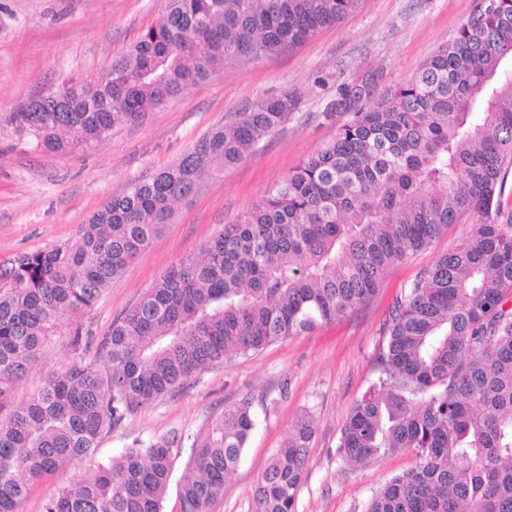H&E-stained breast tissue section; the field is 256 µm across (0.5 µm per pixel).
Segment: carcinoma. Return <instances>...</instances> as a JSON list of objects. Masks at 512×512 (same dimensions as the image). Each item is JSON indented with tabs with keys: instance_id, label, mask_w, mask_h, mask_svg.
I'll return each instance as SVG.
<instances>
[{
	"instance_id": "carcinoma-1",
	"label": "carcinoma",
	"mask_w": 512,
	"mask_h": 512,
	"mask_svg": "<svg viewBox=\"0 0 512 512\" xmlns=\"http://www.w3.org/2000/svg\"><path fill=\"white\" fill-rule=\"evenodd\" d=\"M361 0H167L112 77L65 79L61 101L14 115L48 152L88 144L164 106L218 64L252 63L343 22ZM298 108L263 98L79 226L75 240L0 268V399L25 377L68 312L90 307L224 168L242 162ZM512 0H476L456 35L405 84L358 108L335 137L173 266L95 349L48 374L0 416V512L88 457L129 415L233 355L255 354L367 305L384 272L472 218L466 236L396 297L381 376L354 403L337 454L357 468L408 451L363 512H512ZM105 367H100V364ZM255 428L245 398L195 437L135 440L62 487L42 512H163L175 460L180 512H207ZM311 421L298 422L258 480L250 512H295Z\"/></svg>"
}]
</instances>
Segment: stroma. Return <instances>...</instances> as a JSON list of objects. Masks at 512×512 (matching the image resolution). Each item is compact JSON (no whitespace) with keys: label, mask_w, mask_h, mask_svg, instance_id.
Segmentation results:
<instances>
[{"label":"stroma","mask_w":512,"mask_h":512,"mask_svg":"<svg viewBox=\"0 0 512 512\" xmlns=\"http://www.w3.org/2000/svg\"><path fill=\"white\" fill-rule=\"evenodd\" d=\"M475 0H363L343 23L278 55L218 68L138 121L117 125L63 153L38 150L13 132L11 117L68 77L92 80L127 52L161 15L164 0H0V265L24 253L73 241L79 225L112 196L180 158L203 134L233 121L259 99L292 91L298 109L244 161L225 168L178 203L163 233L113 279L89 309L63 316L9 404L29 400L45 376L75 356L74 331L105 336L114 319L173 265L239 222L266 191L336 133L348 112L327 109L345 88L372 93L408 82L467 19ZM466 224L450 225L428 247L390 266L373 300L358 311L235 357L188 380L175 394L127 417L95 454L45 477L23 512L108 464L134 440L177 430L205 432L229 408L252 399L256 426L238 468L208 512H249L252 491L277 448L303 418L313 425L307 472L295 512H363L392 476L413 468L400 452L348 467L336 453L354 402L377 381V353L395 296L423 268L459 243Z\"/></svg>","instance_id":"stroma-1"}]
</instances>
